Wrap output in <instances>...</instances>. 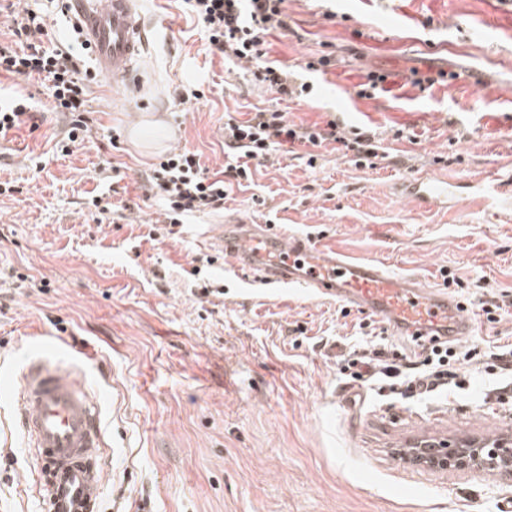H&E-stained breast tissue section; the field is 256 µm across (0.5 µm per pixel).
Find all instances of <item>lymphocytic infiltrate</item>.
<instances>
[{"label":"lymphocytic infiltrate","instance_id":"f902f5d3","mask_svg":"<svg viewBox=\"0 0 512 512\" xmlns=\"http://www.w3.org/2000/svg\"><path fill=\"white\" fill-rule=\"evenodd\" d=\"M207 33L208 44L225 60L253 64L255 82L274 94L278 105L256 109L249 119L227 117L224 149L230 159L222 174L209 173L197 153L184 149L161 157L154 164L150 183L165 205L170 224L197 212L223 208L233 187L249 186L253 163L267 161L272 152L290 145L322 148L342 144L352 151L355 166L369 165L377 157L380 138L371 130L356 132L354 139L341 133V123L332 118L324 125L303 126L290 121L282 105L301 100L309 86L299 72L269 61L268 38L288 31L284 0H185ZM44 18L32 10L14 16L0 37V73L47 82L55 111L72 114L68 145L84 139L87 123L82 116L90 92V76L81 74L73 46L45 47ZM456 352L444 342L422 345L415 359L405 365L383 364L381 373L391 392L447 386L448 365Z\"/></svg>","mask_w":512,"mask_h":512}]
</instances>
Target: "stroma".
Returning a JSON list of instances; mask_svg holds the SVG:
<instances>
[{
    "label": "stroma",
    "mask_w": 512,
    "mask_h": 512,
    "mask_svg": "<svg viewBox=\"0 0 512 512\" xmlns=\"http://www.w3.org/2000/svg\"><path fill=\"white\" fill-rule=\"evenodd\" d=\"M290 28L269 59L295 66L333 53L311 92L288 106L310 125L385 131L386 157L352 165L322 149L273 153L223 209L159 230L147 177L187 148L224 168V114L273 103L251 67L208 51L184 0H142L145 47L130 78L96 75L90 132L57 150L69 123L47 90L0 75V97H29L36 125L0 140V377L17 374L32 340L51 336L95 397L105 443L102 512H501L512 478L431 469L402 459L429 439L454 446L512 432V222L462 192L451 207L404 199L397 182L512 175V5L507 0H286ZM481 28H474V21ZM452 73L428 90L415 75ZM382 91L358 97L368 73ZM200 90L191 109L176 91ZM414 140H393L396 129ZM122 207L98 221L92 198ZM273 221L290 235L416 274L461 299L475 324L456 342L458 386L411 398L343 374L376 351L412 360L415 342L372 335L373 316L238 276L220 224ZM456 274L446 284L442 273ZM496 305L487 321L482 304ZM17 394L0 391V512H44Z\"/></svg>",
    "instance_id": "stroma-1"
}]
</instances>
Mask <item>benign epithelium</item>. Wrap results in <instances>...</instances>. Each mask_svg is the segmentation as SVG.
<instances>
[{
  "instance_id": "1",
  "label": "benign epithelium",
  "mask_w": 512,
  "mask_h": 512,
  "mask_svg": "<svg viewBox=\"0 0 512 512\" xmlns=\"http://www.w3.org/2000/svg\"><path fill=\"white\" fill-rule=\"evenodd\" d=\"M414 462L439 470H494L512 463V438L497 441L488 448L486 444L472 441L456 448L439 445L421 453L418 448L408 450Z\"/></svg>"
}]
</instances>
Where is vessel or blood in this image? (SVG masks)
I'll list each match as a JSON object with an SVG mask.
<instances>
[{"mask_svg":"<svg viewBox=\"0 0 512 512\" xmlns=\"http://www.w3.org/2000/svg\"><path fill=\"white\" fill-rule=\"evenodd\" d=\"M66 5L97 70L129 76L145 44L140 0H66ZM474 189L512 214V177L478 178ZM399 190L428 207L447 205L457 196L454 184L433 176L402 182ZM224 262L245 278L298 285L368 311L398 336L453 341L474 330L464 304L420 276L392 273L376 261H351L335 248L284 238L270 224L225 233ZM37 348L38 355L28 357L10 383L19 389V422L47 479L46 512H101L104 443L97 405L83 381L52 364V339L42 338Z\"/></svg>","mask_w":512,"mask_h":512,"instance_id":"b4317fda","label":"vessel or blood"}]
</instances>
